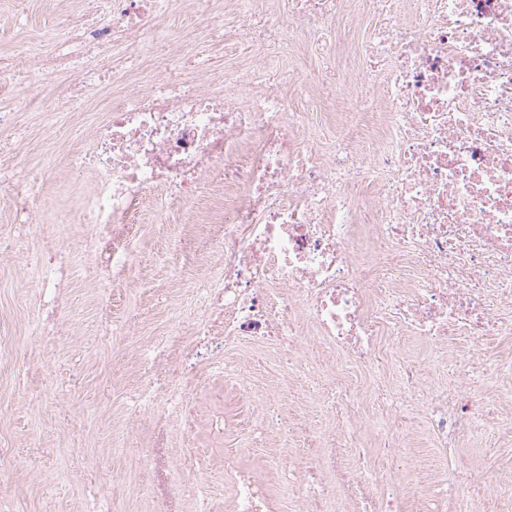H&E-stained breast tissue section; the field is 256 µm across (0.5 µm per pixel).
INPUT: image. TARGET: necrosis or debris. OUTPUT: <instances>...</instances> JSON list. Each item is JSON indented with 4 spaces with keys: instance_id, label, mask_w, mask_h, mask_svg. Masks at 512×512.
I'll return each instance as SVG.
<instances>
[{
    "instance_id": "1",
    "label": "necrosis or debris",
    "mask_w": 512,
    "mask_h": 512,
    "mask_svg": "<svg viewBox=\"0 0 512 512\" xmlns=\"http://www.w3.org/2000/svg\"><path fill=\"white\" fill-rule=\"evenodd\" d=\"M106 2L102 24L75 13L62 19L65 51L32 60L21 44L14 57H0L1 79L25 59L35 70H55L104 45L129 61L159 54L155 69L130 71L77 155L78 178L92 184L82 197L80 250L60 253L42 235L40 183L18 176L16 164L0 166V198L11 204L13 227L32 241L26 274L51 310L44 332L68 316L60 301L72 268L92 273L104 297L112 270L132 267L137 243L115 241L114 227L135 223L149 206L192 203L209 184L222 197L223 228L218 261L192 290L201 316L184 359L216 335L228 351L274 346L281 382L303 376L317 384L339 432L291 461L299 478L325 484L307 496L304 512H406L410 471L350 467L345 451L360 445L351 417L367 413L401 457L412 412H425L427 439L444 460L452 441L476 427L512 429V396L477 412L447 385L425 390L410 376L364 400L343 378L353 368L407 369L387 343L399 332L439 348L461 334L477 342L512 328L493 311L495 300H512V0H419L416 23L403 19L397 0H292L288 12L266 17L257 0H228L242 19L239 36L267 51L255 67L225 77L220 92L186 78L162 53L159 0ZM347 15L378 21L358 55L381 79L388 106L365 160L356 147L362 97L341 113L326 153L314 101L293 106L280 91L307 81L304 49L333 67V23ZM354 183L376 190L373 223L358 221L348 192ZM376 242L405 277L387 283L367 275L359 258ZM239 456L232 446L221 462L224 512H293L276 454L264 452L250 467ZM457 467L453 495L419 486L430 512H476L481 483L467 462Z\"/></svg>"
}]
</instances>
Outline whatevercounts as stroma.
<instances>
[{
    "mask_svg": "<svg viewBox=\"0 0 512 512\" xmlns=\"http://www.w3.org/2000/svg\"><path fill=\"white\" fill-rule=\"evenodd\" d=\"M80 5L81 0H0V57L21 43L30 46L32 56L52 54L64 39L60 15ZM209 8L205 15L196 0H164L159 22L176 57L200 62L208 88L217 89L225 74L255 65L257 54L250 42L237 36L238 22L225 15L223 0H211ZM211 15L226 21L223 44L210 42L204 33ZM51 85V91L33 105L17 96L11 85L0 83V111L14 117L0 164L18 156L27 162L30 175L42 178L45 232L76 249L84 235L81 198L64 187L73 180L71 161L93 126L78 115H73L72 127L59 125V114L71 110V79L60 73ZM48 157L53 164L47 172L43 161ZM212 212L211 192L205 189L186 208L145 215L138 228L139 263L116 282L109 314L97 307L91 281L76 277L67 290L70 319L57 336L35 332L40 294L22 270L30 244L21 236L14 239L11 260L0 263V336L27 341L32 356L0 366V401L8 407L0 414V443L14 456L11 482L0 492V512H84L101 487L111 490L117 512H217L224 497L223 469L205 479L195 471L197 456L215 458L223 453L209 433L212 416L234 421L254 416L256 427L263 430V445L272 440L266 432L271 418L286 412L300 416L298 438L312 431L334 433L305 380H296L287 391L276 388L274 351L217 349L188 379L177 372L174 358L153 367L144 364L147 346L162 342L174 349L179 344L169 311L179 306L182 289L209 260V230L199 220ZM176 234L184 237L186 247L173 255L169 241ZM116 323L127 330L117 343L112 340ZM391 342L407 355L421 382L448 384L462 397L486 404L481 370L466 376L458 372L460 356L473 348L468 337H457L432 359L423 356L414 337L401 334ZM228 361L270 385L268 403L241 398L224 385L219 373ZM147 382L164 391L183 387L193 410L189 423L162 408L133 412L136 390ZM413 426L416 441L409 456L417 471L450 489L458 457H469L491 480L477 512H499L506 506L501 484L512 475V436L476 430L459 447L449 449L443 465L428 446L425 421L415 420Z\"/></svg>",
    "mask_w": 512,
    "mask_h": 512,
    "instance_id": "stroma-1",
    "label": "stroma"
}]
</instances>
